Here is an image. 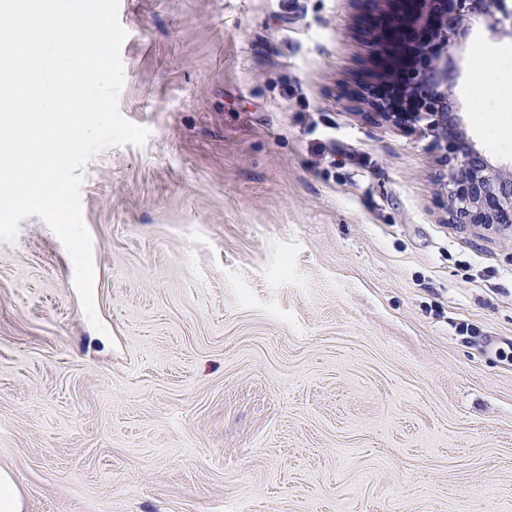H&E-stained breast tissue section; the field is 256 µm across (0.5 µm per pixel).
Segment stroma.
Instances as JSON below:
<instances>
[{
	"mask_svg": "<svg viewBox=\"0 0 512 512\" xmlns=\"http://www.w3.org/2000/svg\"><path fill=\"white\" fill-rule=\"evenodd\" d=\"M118 18L150 135L83 169L105 332L41 218L0 242L24 512H512V228L451 223L432 137L364 118V0ZM451 57L460 135L512 165V38L477 23Z\"/></svg>",
	"mask_w": 512,
	"mask_h": 512,
	"instance_id": "obj_1",
	"label": "stroma"
}]
</instances>
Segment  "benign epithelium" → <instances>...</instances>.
Instances as JSON below:
<instances>
[{
  "instance_id": "1",
  "label": "benign epithelium",
  "mask_w": 512,
  "mask_h": 512,
  "mask_svg": "<svg viewBox=\"0 0 512 512\" xmlns=\"http://www.w3.org/2000/svg\"><path fill=\"white\" fill-rule=\"evenodd\" d=\"M369 13L367 37L384 42L378 87L369 90L365 116L422 128L443 146L448 162V215L455 224H512V170L490 164L448 122L452 66L449 50L480 21L496 37L512 38V0H381Z\"/></svg>"
}]
</instances>
